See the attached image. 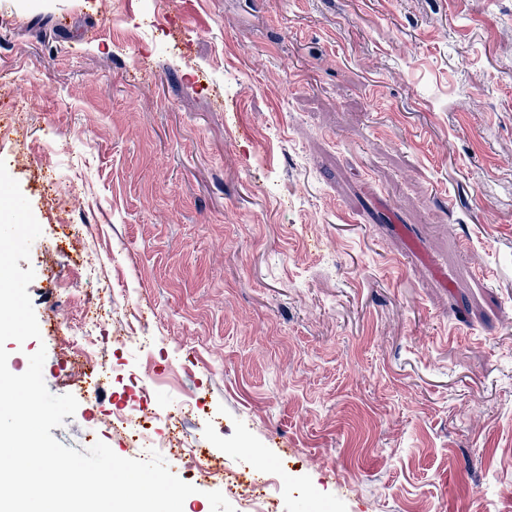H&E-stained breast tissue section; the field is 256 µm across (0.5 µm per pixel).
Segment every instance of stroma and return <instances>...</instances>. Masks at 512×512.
I'll use <instances>...</instances> for the list:
<instances>
[{"label":"stroma","instance_id":"obj_1","mask_svg":"<svg viewBox=\"0 0 512 512\" xmlns=\"http://www.w3.org/2000/svg\"><path fill=\"white\" fill-rule=\"evenodd\" d=\"M160 13L0 0V159L42 227L8 368L46 349L52 436L144 460L114 412L181 414L222 469L178 463L191 512L258 467L275 512H512V0Z\"/></svg>","mask_w":512,"mask_h":512}]
</instances>
